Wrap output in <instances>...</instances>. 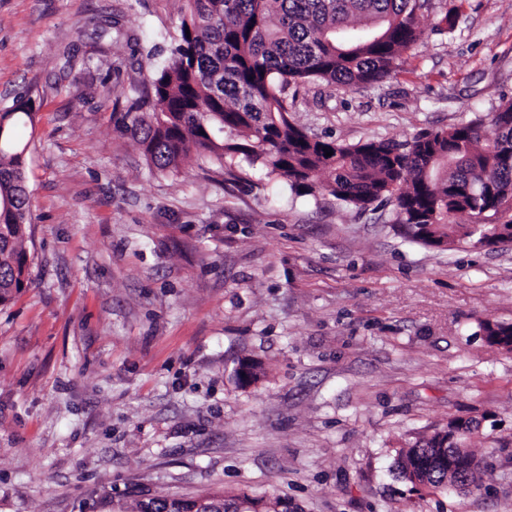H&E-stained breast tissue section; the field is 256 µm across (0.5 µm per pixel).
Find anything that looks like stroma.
Returning <instances> with one entry per match:
<instances>
[{"label":"stroma","mask_w":512,"mask_h":512,"mask_svg":"<svg viewBox=\"0 0 512 512\" xmlns=\"http://www.w3.org/2000/svg\"><path fill=\"white\" fill-rule=\"evenodd\" d=\"M180 0H0V108L38 104L30 282L0 304V512L165 492L291 512H512V243L439 250L393 206L298 196L246 167L150 169L115 129ZM452 13L451 24L441 21ZM385 81L309 82L295 121L404 143L512 98V0H428ZM265 368L242 385L241 360ZM472 418L467 493L413 491L404 441ZM480 328L490 343L512 351V324L487 320L480 324Z\"/></svg>","instance_id":"obj_1"}]
</instances>
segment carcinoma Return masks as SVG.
I'll list each match as a JSON object with an SVG mask.
<instances>
[{
  "mask_svg": "<svg viewBox=\"0 0 512 512\" xmlns=\"http://www.w3.org/2000/svg\"><path fill=\"white\" fill-rule=\"evenodd\" d=\"M421 0H181L179 35L157 69L152 93L126 112L118 131L147 163L177 173L191 156L261 170L300 195L326 193L358 209L394 205L405 234L444 249L457 240L496 246L512 240V100L489 122L424 133L410 143L348 145L322 140L294 120L288 86L324 81L371 85L391 75L401 52L422 34ZM32 99L0 110V303L30 280L32 223L25 185L29 144L16 136L34 123ZM333 155L325 156V150ZM467 214L473 224H455ZM488 341L512 351V324L484 321ZM479 424L454 418L404 444L403 477L448 489L432 461L470 446ZM278 496L207 491L190 501L157 495L131 512H288Z\"/></svg>",
  "mask_w": 512,
  "mask_h": 512,
  "instance_id": "carcinoma-1",
  "label": "carcinoma"
}]
</instances>
